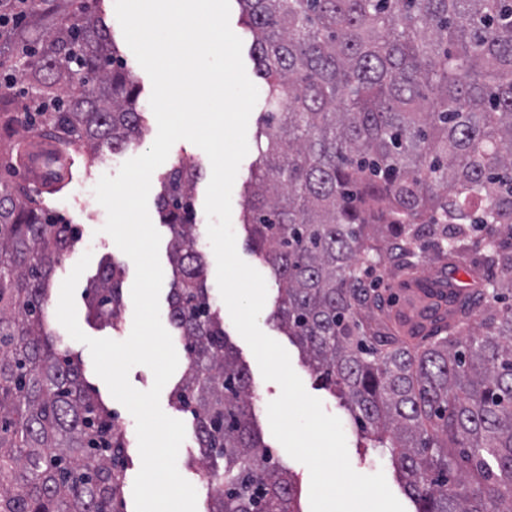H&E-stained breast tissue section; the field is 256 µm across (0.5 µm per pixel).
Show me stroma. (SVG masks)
Returning <instances> with one entry per match:
<instances>
[{
	"mask_svg": "<svg viewBox=\"0 0 512 512\" xmlns=\"http://www.w3.org/2000/svg\"><path fill=\"white\" fill-rule=\"evenodd\" d=\"M122 56L126 69L136 77L141 88V100L143 102L141 108L142 141L129 148L124 156L119 157L106 152L103 153L100 161L94 163L90 162L84 152H76V176L74 181L60 192L45 199L48 210L60 216L64 223L72 225L80 237L78 246L64 261L65 271H72L82 255L87 252L91 253L92 258L88 268L82 275L83 280L86 281L96 275L102 260L105 258L109 257L125 263L126 277L123 284L125 290L123 296L125 311L121 329L116 330L109 326L105 327L91 320L88 316V310L83 297L79 296L75 299L77 319L83 332L93 338H110L116 341L127 339L132 330L134 306L130 290L135 278V266L129 263L127 255L115 245L112 238L107 233H104L103 227L107 220V213L97 202L96 198L85 195L84 190L85 188L95 186L102 175H116L124 159H130L145 153L151 147L158 131L157 121L149 105L152 92L151 80L136 60L130 48L124 47ZM185 158L193 160L204 176L203 181H200L197 185L194 200L197 222L200 227L204 228L208 225V218L204 212V203L208 186L206 178L211 174V164L208 156L202 149L186 140L177 141L173 145L166 163L171 166ZM256 158L257 152L252 149L249 150L246 157L242 160L233 185L231 203L232 227L236 236L237 252L242 260L263 275L267 285V299L258 320L259 327L266 335L275 339L287 350L292 367L302 379L307 392L321 400L323 408L327 413L335 415L340 419L346 436L348 455L352 468L359 473L383 472L390 490L404 506L405 512H416L417 505L406 494L398 470L392 463L389 455L363 447L359 439L360 431L349 412L341 406L337 398L332 397L321 387L316 376L303 365L298 347L287 336L276 329L270 319L278 295V285L270 269L255 254L248 250L246 231L241 218L243 185L250 175L251 166ZM224 330L229 341L235 347L241 363L250 375L254 390L253 415L261 436L271 449L274 460L297 473L301 512H310L309 471L304 464L288 455L284 447L273 437L270 430L267 406L269 402L278 398L281 389L276 382L263 378L250 347L238 333L232 320H225ZM67 346L71 356L78 358L80 361L86 384L94 388L103 402L112 411L117 413L120 422L127 429L126 477L120 494L121 512H135L133 484L141 466L135 420L129 411L112 397L106 384L96 375L88 347L72 339L68 340ZM199 455L200 451L194 434H187L179 450L177 468L180 474L197 491V512H207L211 500V492L207 487V480L203 469L193 463L194 458L199 457Z\"/></svg>",
	"mask_w": 512,
	"mask_h": 512,
	"instance_id": "obj_1",
	"label": "stroma"
}]
</instances>
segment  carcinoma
Wrapping results in <instances>:
<instances>
[{
	"label": "carcinoma",
	"mask_w": 512,
	"mask_h": 512,
	"mask_svg": "<svg viewBox=\"0 0 512 512\" xmlns=\"http://www.w3.org/2000/svg\"><path fill=\"white\" fill-rule=\"evenodd\" d=\"M104 0H0V88L10 129L120 154L142 136L140 88ZM266 90L244 195L248 246L281 295L273 314L361 436L390 455L417 512L512 506V0H239ZM31 153L0 139V162ZM190 161L159 175L170 232L169 319L209 512H299L294 475L256 429L246 368L224 333L197 248ZM79 238L24 188L0 181V512H117L126 428L49 329L53 279ZM393 244L408 275L429 251L488 271L484 292L386 314L359 261ZM124 264L87 282L89 316L113 327ZM476 317V330L463 326Z\"/></svg>",
	"instance_id": "carcinoma-1"
}]
</instances>
